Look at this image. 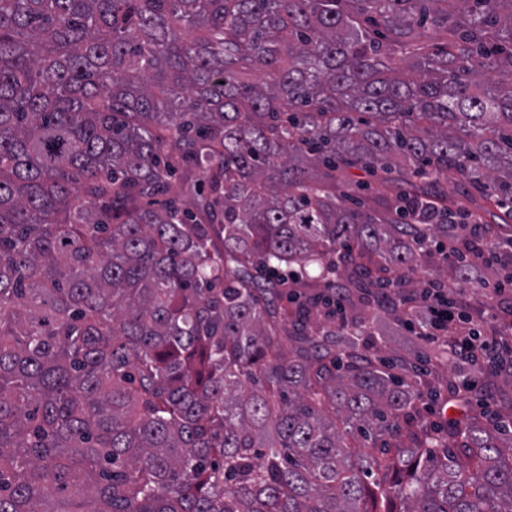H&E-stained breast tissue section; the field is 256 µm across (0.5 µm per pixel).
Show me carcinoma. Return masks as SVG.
Listing matches in <instances>:
<instances>
[{
    "instance_id": "cac0c4a2",
    "label": "carcinoma",
    "mask_w": 512,
    "mask_h": 512,
    "mask_svg": "<svg viewBox=\"0 0 512 512\" xmlns=\"http://www.w3.org/2000/svg\"><path fill=\"white\" fill-rule=\"evenodd\" d=\"M464 212L512 235V0H0V512H512V421L407 445L378 316L309 324Z\"/></svg>"
}]
</instances>
